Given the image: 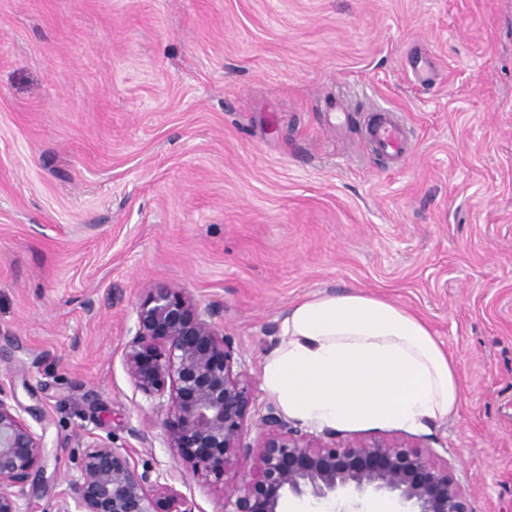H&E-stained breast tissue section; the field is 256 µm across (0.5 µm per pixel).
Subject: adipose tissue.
<instances>
[{
  "label": "adipose tissue",
  "instance_id": "adipose-tissue-1",
  "mask_svg": "<svg viewBox=\"0 0 512 512\" xmlns=\"http://www.w3.org/2000/svg\"><path fill=\"white\" fill-rule=\"evenodd\" d=\"M261 378L286 416L330 429H418L461 398L458 363L427 323L363 291L314 294L288 310Z\"/></svg>",
  "mask_w": 512,
  "mask_h": 512
}]
</instances>
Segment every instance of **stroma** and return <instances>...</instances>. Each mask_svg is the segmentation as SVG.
<instances>
[{"mask_svg": "<svg viewBox=\"0 0 512 512\" xmlns=\"http://www.w3.org/2000/svg\"><path fill=\"white\" fill-rule=\"evenodd\" d=\"M379 110L411 129L401 165L362 139ZM158 283L255 377L309 295L418 315L457 410L336 434L435 449L472 512H512V0H0V383L45 438L33 512H58L86 431L134 429L139 463L224 512L122 363Z\"/></svg>", "mask_w": 512, "mask_h": 512, "instance_id": "35a3bbf8", "label": "stroma"}]
</instances>
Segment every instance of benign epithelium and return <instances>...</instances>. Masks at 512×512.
I'll list each match as a JSON object with an SVG mask.
<instances>
[{
  "mask_svg": "<svg viewBox=\"0 0 512 512\" xmlns=\"http://www.w3.org/2000/svg\"><path fill=\"white\" fill-rule=\"evenodd\" d=\"M122 361L147 396L169 394L165 442L172 458L224 482V512H289L290 498L389 496L396 512H471L470 492L432 449L398 438L338 440L302 432L273 407L256 415L254 380L231 337L193 298L167 284L143 293ZM256 437L249 441L250 429ZM77 476L58 512H192L185 497L139 468L133 448L87 433ZM242 460L250 478L226 479ZM44 471V438L0 384V512H22L32 475Z\"/></svg>",
  "mask_w": 512,
  "mask_h": 512,
  "instance_id": "7a95c632",
  "label": "benign epithelium"
}]
</instances>
